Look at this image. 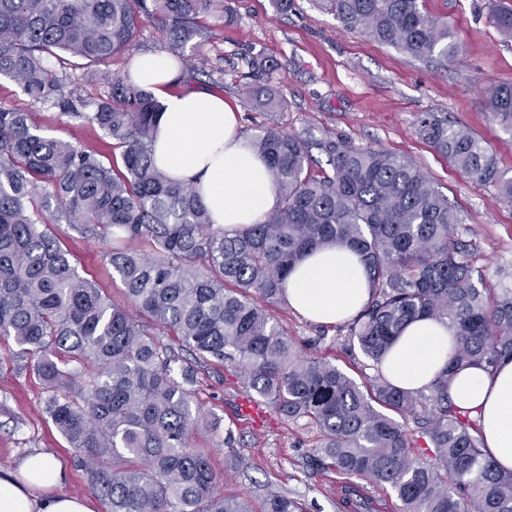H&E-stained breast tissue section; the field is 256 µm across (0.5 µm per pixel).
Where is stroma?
Masks as SVG:
<instances>
[{"label":"stroma","instance_id":"obj_1","mask_svg":"<svg viewBox=\"0 0 512 512\" xmlns=\"http://www.w3.org/2000/svg\"><path fill=\"white\" fill-rule=\"evenodd\" d=\"M499 0H425L427 11L447 20L459 46L448 63H425L379 44L345 26L325 0H295L288 13H277L271 0H233L235 19L213 23L207 37L192 38L176 58L181 89L208 90L224 97L241 113V132L252 138L267 114L246 93L255 85L272 86L288 106L277 115L279 126L318 140L332 135L358 146L408 156L447 195L462 222L458 232L475 247L489 288L512 287V202L494 187L481 184L450 165L420 134L423 119L464 126L496 154L500 169L512 176V131L487 105L488 88L512 79V41L489 22ZM267 55L276 62L267 72L254 64ZM0 104L30 113L44 135L96 148L104 161L113 157L112 142L91 125L67 124L58 109L32 104L14 80L0 77ZM81 276L96 281L116 305L129 301L118 277L102 258L103 245L53 225ZM275 315L303 352L324 358L356 382L376 375L362 354L344 349L338 326L312 323L278 304ZM13 340L0 338V467L35 450L54 453L70 480L65 489L93 498L97 512L103 499L74 462V451L43 410L44 387L30 362L11 360ZM196 400L232 429L233 447L217 443L211 433L193 434V448L209 454L225 470L224 492L247 498L262 512L267 491L288 495L302 512H344L345 484L357 485L376 503L374 512H401L390 487L334 468L317 450L318 433L305 420L291 421L255 397L239 373L228 367L202 371ZM235 469H227V462Z\"/></svg>","mask_w":512,"mask_h":512}]
</instances>
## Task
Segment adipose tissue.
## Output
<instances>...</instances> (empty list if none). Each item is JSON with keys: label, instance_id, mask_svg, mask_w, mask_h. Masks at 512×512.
Listing matches in <instances>:
<instances>
[{"label": "adipose tissue", "instance_id": "1", "mask_svg": "<svg viewBox=\"0 0 512 512\" xmlns=\"http://www.w3.org/2000/svg\"><path fill=\"white\" fill-rule=\"evenodd\" d=\"M178 62L167 52L135 56L129 75L163 100L153 136L157 167L192 184L214 227L233 233L259 223L279 203L264 160L240 133L239 112L218 94L176 90ZM361 257L346 247L307 252L288 276L284 301L309 321L334 325L355 318L370 300ZM447 323L422 317L410 322L382 362L383 376L407 391H428L446 367L454 345ZM453 403L476 418L483 452L512 470V358L493 370L470 366L449 384ZM68 474L50 453L38 451L16 466L0 468V512H95L83 496L64 492Z\"/></svg>", "mask_w": 512, "mask_h": 512}]
</instances>
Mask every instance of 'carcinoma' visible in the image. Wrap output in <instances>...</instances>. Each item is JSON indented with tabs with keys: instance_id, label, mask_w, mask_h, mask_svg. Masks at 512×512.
Returning a JSON list of instances; mask_svg holds the SVG:
<instances>
[{
	"instance_id": "1",
	"label": "carcinoma",
	"mask_w": 512,
	"mask_h": 512,
	"mask_svg": "<svg viewBox=\"0 0 512 512\" xmlns=\"http://www.w3.org/2000/svg\"><path fill=\"white\" fill-rule=\"evenodd\" d=\"M348 27L411 57L458 53L448 22L424 0H327ZM230 0H0V77L18 80L34 104L97 127L120 150L123 169L97 153L40 133L30 113L0 105V336L34 360L43 408L78 453L107 512H251L224 495V472L189 436L206 421L194 399L196 375L212 365L241 371L247 387L290 420L320 433L318 451L347 475L388 485L401 512H512V471L482 453L479 428L448 397L453 374L487 370L512 357V288L495 295L474 265L459 217L408 157L348 140L315 143L271 121L251 147L268 163L279 204L232 235L213 227L201 197L152 159L161 105L128 75L93 103L71 89L69 66L107 67L137 48L147 19L166 23L179 45L202 19L232 21ZM490 23L512 39V8ZM256 105L284 109L267 89ZM490 110L512 130V81L488 90ZM420 134L448 162L512 202L488 145L466 127L438 119ZM318 146L331 170L316 171ZM66 221L83 238L117 242L102 252L135 308L112 303L81 277L49 226ZM344 246L364 257L372 296L348 324L345 347L379 365L403 327L418 317L455 330L448 366L421 394L381 374L362 384L302 352L274 315L292 266L309 250ZM178 336L193 360L157 338ZM391 414H386V411ZM417 424L435 450L420 458L406 432ZM264 512H301L271 492Z\"/></svg>"
}]
</instances>
